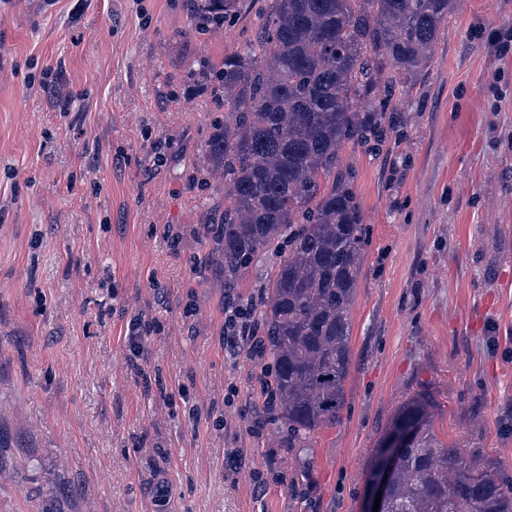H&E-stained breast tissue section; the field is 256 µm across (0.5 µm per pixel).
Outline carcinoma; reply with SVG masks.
Instances as JSON below:
<instances>
[{"instance_id": "cac0c4a2", "label": "carcinoma", "mask_w": 512, "mask_h": 512, "mask_svg": "<svg viewBox=\"0 0 512 512\" xmlns=\"http://www.w3.org/2000/svg\"><path fill=\"white\" fill-rule=\"evenodd\" d=\"M200 31L246 11L249 0H196ZM455 0H272L259 45L201 59L190 74L216 84L224 124L208 142L223 171L224 211L213 236L224 287L261 255L270 268L257 333L273 364L268 406L288 447L336 423L351 363V310L366 228L336 178L347 143L379 145L395 95L431 61ZM412 434L392 469L382 512H512V482L434 432L426 397L406 399L392 425Z\"/></svg>"}]
</instances>
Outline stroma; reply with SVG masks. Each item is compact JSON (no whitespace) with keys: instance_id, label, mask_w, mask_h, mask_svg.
Masks as SVG:
<instances>
[{"instance_id":"obj_1","label":"stroma","mask_w":512,"mask_h":512,"mask_svg":"<svg viewBox=\"0 0 512 512\" xmlns=\"http://www.w3.org/2000/svg\"><path fill=\"white\" fill-rule=\"evenodd\" d=\"M0 0V512H362L407 397L512 479V0H456L396 139L345 145L367 244L335 425L306 449L263 411L272 362L222 346L224 268L199 228L224 110L192 0ZM58 74L65 98L41 89ZM143 354L130 361L131 321Z\"/></svg>"}]
</instances>
